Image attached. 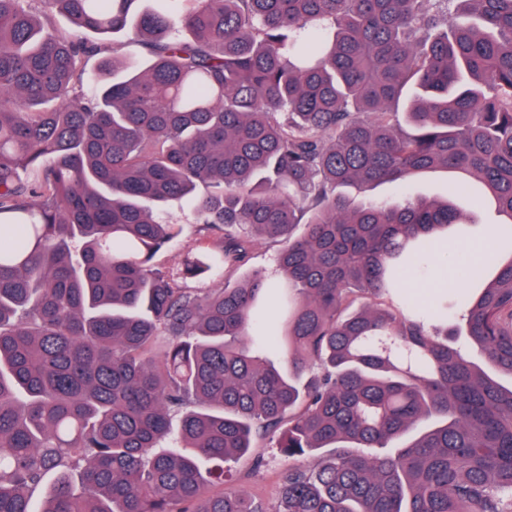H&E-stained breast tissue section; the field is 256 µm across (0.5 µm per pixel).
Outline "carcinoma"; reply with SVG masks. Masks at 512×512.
I'll use <instances>...</instances> for the list:
<instances>
[{"label":"carcinoma","instance_id":"cac0c4a2","mask_svg":"<svg viewBox=\"0 0 512 512\" xmlns=\"http://www.w3.org/2000/svg\"><path fill=\"white\" fill-rule=\"evenodd\" d=\"M33 2L0 0V512H512V0ZM124 30L148 65L86 76ZM430 169L503 217L442 328L405 281L478 199L340 192ZM179 200L206 235L161 268ZM259 244L279 280L187 285ZM265 440L275 503L210 491Z\"/></svg>","mask_w":512,"mask_h":512}]
</instances>
